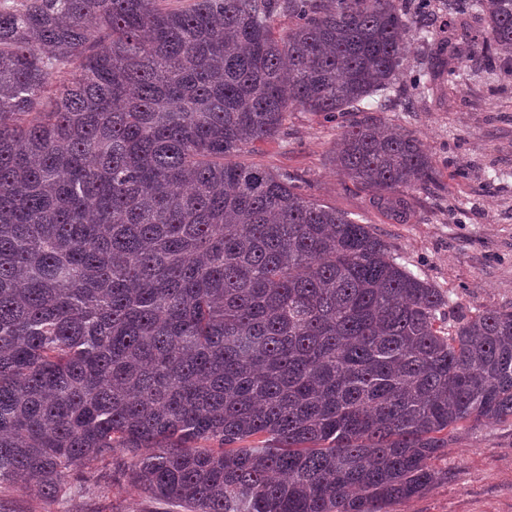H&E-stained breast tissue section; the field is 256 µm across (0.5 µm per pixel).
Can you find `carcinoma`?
<instances>
[{"instance_id":"1","label":"carcinoma","mask_w":512,"mask_h":512,"mask_svg":"<svg viewBox=\"0 0 512 512\" xmlns=\"http://www.w3.org/2000/svg\"><path fill=\"white\" fill-rule=\"evenodd\" d=\"M455 5L512 61V0ZM412 24L400 0L0 4V484L59 501L120 451L186 512H388L458 426L512 419V310L438 325L447 292L373 225L241 159L295 110L359 114L336 170L407 223L435 162L370 99Z\"/></svg>"}]
</instances>
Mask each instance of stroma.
I'll return each mask as SVG.
<instances>
[{
    "label": "stroma",
    "mask_w": 512,
    "mask_h": 512,
    "mask_svg": "<svg viewBox=\"0 0 512 512\" xmlns=\"http://www.w3.org/2000/svg\"><path fill=\"white\" fill-rule=\"evenodd\" d=\"M401 75L382 103L381 117L416 130L432 155L437 183L417 193L408 223L372 207L366 191L337 175L331 157L340 120L296 111L284 135L245 149L244 159L298 178L319 203L374 225L414 274L449 291V320L483 310H512V65L489 67L464 38L479 19L448 10L446 0H418ZM436 30L423 36L421 26ZM454 38L449 68L464 64V82L440 81V42ZM424 90L413 91L414 78ZM413 97L414 109L402 102ZM436 466L439 479L421 496L390 512H512V420L459 427ZM100 489L71 478L64 503L0 486V512H182L130 486L120 458L98 467Z\"/></svg>",
    "instance_id": "1"
}]
</instances>
